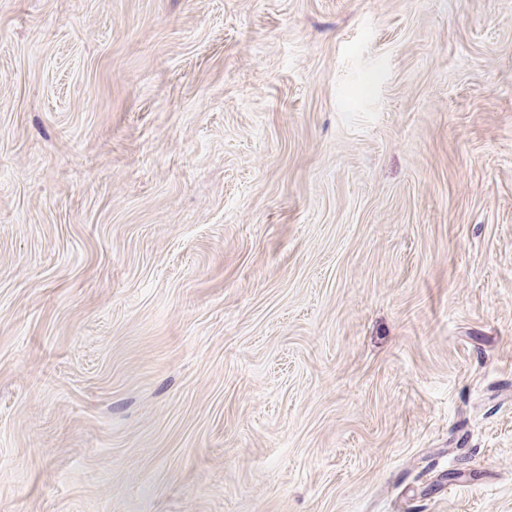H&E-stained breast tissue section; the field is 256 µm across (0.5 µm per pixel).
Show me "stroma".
<instances>
[{
    "mask_svg": "<svg viewBox=\"0 0 512 512\" xmlns=\"http://www.w3.org/2000/svg\"><path fill=\"white\" fill-rule=\"evenodd\" d=\"M0 512H512V0H0Z\"/></svg>",
    "mask_w": 512,
    "mask_h": 512,
    "instance_id": "35a3bbf8",
    "label": "stroma"
}]
</instances>
